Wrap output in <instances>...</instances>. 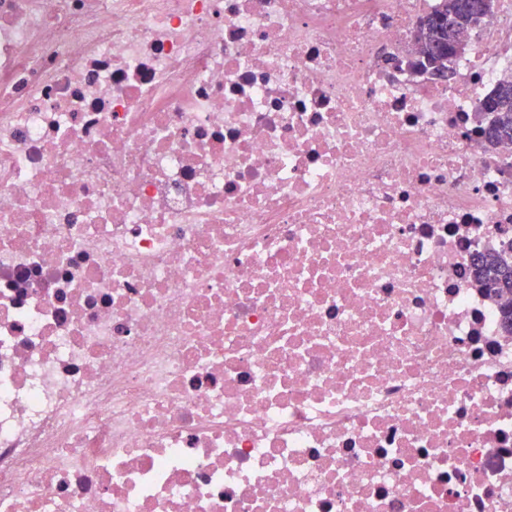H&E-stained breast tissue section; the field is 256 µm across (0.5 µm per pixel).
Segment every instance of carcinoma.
I'll return each instance as SVG.
<instances>
[{
  "mask_svg": "<svg viewBox=\"0 0 512 512\" xmlns=\"http://www.w3.org/2000/svg\"><path fill=\"white\" fill-rule=\"evenodd\" d=\"M497 8V0H487L482 15L470 8V0H435L433 9L425 14L437 20L431 28L423 49L436 62L427 73L445 78L460 55L450 50L451 43L468 29L481 26ZM484 113V140L495 146L512 140V83H503L480 103ZM471 266L483 289L497 302L504 323L512 330V252L503 249L475 257Z\"/></svg>",
  "mask_w": 512,
  "mask_h": 512,
  "instance_id": "carcinoma-1",
  "label": "carcinoma"
}]
</instances>
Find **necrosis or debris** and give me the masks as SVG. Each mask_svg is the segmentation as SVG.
Listing matches in <instances>:
<instances>
[{
	"label": "necrosis or debris",
	"instance_id": "obj_1",
	"mask_svg": "<svg viewBox=\"0 0 512 512\" xmlns=\"http://www.w3.org/2000/svg\"><path fill=\"white\" fill-rule=\"evenodd\" d=\"M0 0V512H512V0ZM470 1L435 0L436 3L433 9L418 19L417 23H420L416 28L414 36L415 44L419 39L421 41L429 27V22L426 19H422L431 17L437 20V23L429 31L426 45L422 47L431 59L436 62V65L433 68H429V70H422L421 72L439 78L447 77L454 62L462 57L468 48V43L460 39L455 46V50L460 54H456L450 50L451 43L459 38L465 30L481 26L494 14L498 2L497 0H485L487 1L486 10L481 16H478L471 10ZM448 19L452 20L450 26H448ZM445 49H448V51L444 52ZM479 112H483L485 116L482 135L488 144L495 146L503 141H511L512 83L498 85L492 94L480 103ZM507 248L475 257L471 266L483 289L497 302L502 318L512 330V254Z\"/></svg>",
	"mask_w": 512,
	"mask_h": 512
}]
</instances>
